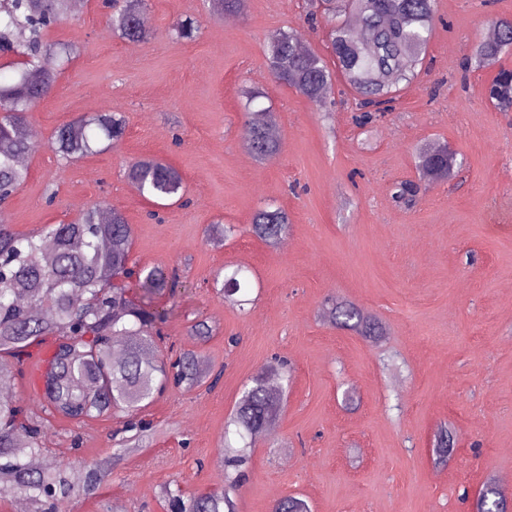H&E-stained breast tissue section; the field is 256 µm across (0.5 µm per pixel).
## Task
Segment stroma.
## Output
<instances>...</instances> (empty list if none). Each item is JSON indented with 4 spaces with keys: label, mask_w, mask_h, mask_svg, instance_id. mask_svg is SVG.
I'll list each match as a JSON object with an SVG mask.
<instances>
[{
    "label": "stroma",
    "mask_w": 512,
    "mask_h": 512,
    "mask_svg": "<svg viewBox=\"0 0 512 512\" xmlns=\"http://www.w3.org/2000/svg\"><path fill=\"white\" fill-rule=\"evenodd\" d=\"M310 9V0H247L228 15L205 0H148L152 37L132 43L107 24L102 0H82L49 31L81 51L31 114L37 148L6 220L33 234L98 201L121 209L134 259L179 271L175 296L152 302L170 312L164 333L220 376L156 398L142 412L155 429L149 446L66 512H167L168 485L187 496L227 490L237 512H272L287 496L311 512H473L483 482L512 472V111L488 99L493 71L461 73L492 19L512 17V0H438L425 70L393 112L364 129L351 104L325 115L270 72L266 39L279 30L301 32L329 57ZM185 16L200 20L201 35L172 39ZM247 87L279 115L282 149L263 163L243 146ZM90 112L124 113V141L62 163L49 146L53 131ZM437 146L462 159L457 176L428 185L412 206L396 203V184L418 177L417 152ZM143 156L178 169L186 187V204L157 221L124 177ZM267 203L290 218L275 247L251 229ZM219 221L237 232L216 246L209 227ZM238 266L253 272L243 311L212 286ZM329 297L369 313L386 339L324 320ZM197 319L214 328L206 340L188 334ZM277 356L292 367L282 409L244 479L231 484L225 424ZM118 425L113 415L55 420L44 443L61 459H101ZM443 425L453 450L441 462L433 442Z\"/></svg>",
    "instance_id": "stroma-1"
}]
</instances>
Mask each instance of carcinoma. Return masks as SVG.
I'll return each mask as SVG.
<instances>
[{
  "label": "carcinoma",
  "instance_id": "carcinoma-1",
  "mask_svg": "<svg viewBox=\"0 0 512 512\" xmlns=\"http://www.w3.org/2000/svg\"><path fill=\"white\" fill-rule=\"evenodd\" d=\"M108 20L128 41L150 38L148 0H111ZM328 25V49L335 69L314 50L300 46L302 34L289 30L269 36L267 57L272 75L308 101L322 106L333 94L334 77L341 78L354 101L353 122L366 126L394 109L401 84L412 82L422 69L435 29L437 0H320ZM71 0H0V58L13 73L0 77V385L14 380L5 358L18 361L34 344L51 336L54 345L45 360L37 387L48 416L82 423L109 411H126L120 432L133 433L118 443L112 455L91 463L77 458L33 468L29 459L46 452L44 418H33L10 398H0V494L19 496L27 512H61L80 494L98 492L105 477L121 460L131 442H142L147 426L135 411L149 405L168 388L191 390L201 385L204 369L194 351L159 352L164 342L159 324L168 312L148 300L174 296L178 271L143 266L132 257V227L121 210L105 202L88 207L72 222L45 224L32 235L15 232L5 219L13 193L28 178L21 158L35 148L29 112L54 88L60 71L79 54L71 41H53L49 29L70 16ZM496 37L477 39L462 63L461 78L471 69H494L489 97L512 107V69L500 64L512 54V18L492 19ZM200 31L194 18L171 29L177 40H193ZM261 97L246 91V133L254 158L268 161L279 154L281 142L272 134L278 123L270 108L251 110ZM121 112H96L57 127L50 147L69 164L116 146L126 136ZM455 153L448 147L424 149L417 156L418 180H405L394 196L411 205L423 183L445 181L454 173ZM125 178L158 206L183 199L184 182L173 166L154 157L130 162ZM290 219L281 207L268 204L252 219L256 235L270 245L280 241ZM219 292L241 307L236 295L249 288L246 270L236 269ZM339 328L362 336L376 335L374 319L348 302H333L324 310ZM267 376H254L235 407L230 424L244 447L224 456V467L240 470L248 463V448L272 425L280 411L279 395L270 391ZM81 468V482L71 471ZM169 512H235L229 493L202 490L184 496L162 491ZM507 499L489 479L478 494L475 512H506ZM274 512H309L305 501L286 497Z\"/></svg>",
  "mask_w": 512,
  "mask_h": 512
}]
</instances>
